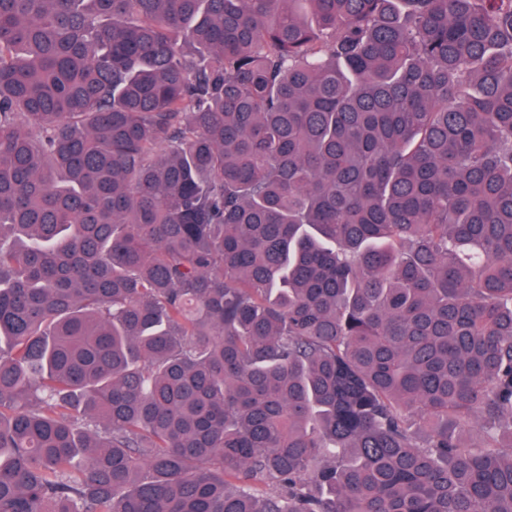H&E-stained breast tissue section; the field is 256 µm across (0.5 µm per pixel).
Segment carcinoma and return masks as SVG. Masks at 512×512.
<instances>
[{
    "label": "carcinoma",
    "instance_id": "obj_1",
    "mask_svg": "<svg viewBox=\"0 0 512 512\" xmlns=\"http://www.w3.org/2000/svg\"><path fill=\"white\" fill-rule=\"evenodd\" d=\"M0 512H512V0H0Z\"/></svg>",
    "mask_w": 512,
    "mask_h": 512
}]
</instances>
